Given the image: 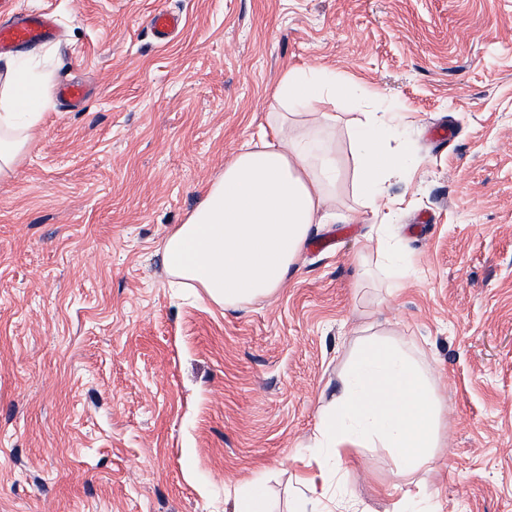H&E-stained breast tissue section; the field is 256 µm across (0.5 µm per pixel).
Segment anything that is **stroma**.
Wrapping results in <instances>:
<instances>
[{"label": "stroma", "instance_id": "stroma-1", "mask_svg": "<svg viewBox=\"0 0 512 512\" xmlns=\"http://www.w3.org/2000/svg\"><path fill=\"white\" fill-rule=\"evenodd\" d=\"M64 38L23 61L78 80L0 179V512H235L260 478L305 512L321 407L358 343L409 351L441 403L423 497L512 512V0H16ZM182 14L159 43V9ZM344 75L405 117L416 162L388 218L418 265L388 298L337 102L336 209L288 285L221 309L161 261L224 165L266 127L291 67ZM456 131L436 145L429 129ZM391 449L354 448L333 500L414 512ZM88 91L84 84L79 82H63L55 91L56 100L61 105L76 107L87 98Z\"/></svg>", "mask_w": 512, "mask_h": 512}]
</instances>
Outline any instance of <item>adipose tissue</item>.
I'll return each instance as SVG.
<instances>
[{
  "mask_svg": "<svg viewBox=\"0 0 512 512\" xmlns=\"http://www.w3.org/2000/svg\"><path fill=\"white\" fill-rule=\"evenodd\" d=\"M355 90L353 82L324 68L292 67L281 75L267 132L240 148L185 221L165 236L162 263L174 283L203 289L224 308L286 286L312 226L337 217L327 204L340 174L332 146L336 115L315 107ZM50 95L48 83L27 82L18 59L0 61V178L29 148ZM367 105L348 136L357 196L378 215L389 203V180L411 151L401 139V114L375 94ZM440 416L439 397L409 356L384 341L361 345L321 411L318 444L329 464L304 482L310 512H327L324 500L347 447L392 449L400 474L420 473L441 445Z\"/></svg>",
  "mask_w": 512,
  "mask_h": 512,
  "instance_id": "adipose-tissue-1",
  "label": "adipose tissue"
}]
</instances>
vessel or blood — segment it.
I'll return each mask as SVG.
<instances>
[{
	"label": "vessel or blood",
	"instance_id": "obj_1",
	"mask_svg": "<svg viewBox=\"0 0 512 512\" xmlns=\"http://www.w3.org/2000/svg\"><path fill=\"white\" fill-rule=\"evenodd\" d=\"M179 14L168 10L155 11L148 19V27L158 42H166L181 29ZM59 28L53 13L39 9H18L15 0H0V52L56 40ZM88 95L84 84L64 82L58 85L55 97L60 104L76 107Z\"/></svg>",
	"mask_w": 512,
	"mask_h": 512
}]
</instances>
